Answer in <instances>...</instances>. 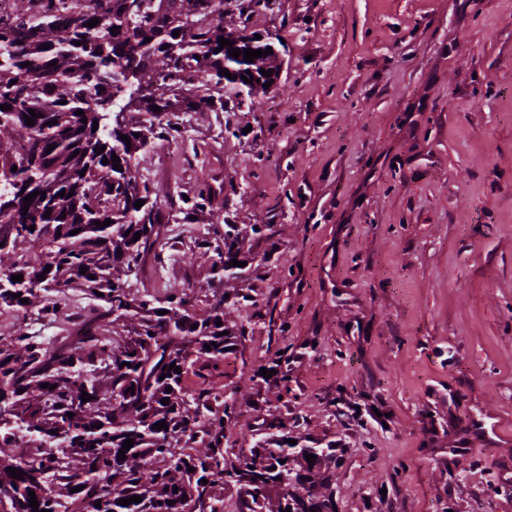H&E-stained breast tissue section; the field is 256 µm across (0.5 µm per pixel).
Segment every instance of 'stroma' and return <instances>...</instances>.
Listing matches in <instances>:
<instances>
[{
  "label": "stroma",
  "mask_w": 512,
  "mask_h": 512,
  "mask_svg": "<svg viewBox=\"0 0 512 512\" xmlns=\"http://www.w3.org/2000/svg\"><path fill=\"white\" fill-rule=\"evenodd\" d=\"M248 27L277 83L181 115L137 173L170 191L155 295L209 308L228 285L196 243L246 233L189 400L238 392L230 466L274 429L335 445L337 512H512V0H267ZM59 298L68 316L5 312L0 337L74 335L91 301Z\"/></svg>",
  "instance_id": "obj_1"
}]
</instances>
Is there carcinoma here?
Masks as SVG:
<instances>
[{"mask_svg":"<svg viewBox=\"0 0 512 512\" xmlns=\"http://www.w3.org/2000/svg\"><path fill=\"white\" fill-rule=\"evenodd\" d=\"M92 19L99 24L88 26ZM230 35L238 43L220 46L218 38ZM231 47L265 50L270 43L254 40L245 19L226 23L224 0H0V311L51 314L66 288L96 301L68 343L49 346L19 329L0 343V484L13 490V512H33L31 491L38 509L69 512L71 471L83 477L84 512H177L191 486L225 481L224 419L208 417V406L191 407L184 375L188 346L198 357L224 358L225 327L217 320L237 301L221 298L192 312L187 294L172 300L133 293L128 279L148 257L159 259L168 239L160 207L168 192L136 177L156 141L177 131L172 121L156 130L152 106L175 118L222 112L224 83H238L235 95L251 97L270 81L261 70L279 75L276 54L251 63L229 55ZM31 109L37 116L28 126ZM35 191L46 195L22 214ZM108 219L112 224L102 225ZM224 226L223 245L199 242L213 249L212 271L221 280L243 242L237 225ZM19 274L22 280H11ZM109 327L120 329L117 337L102 335ZM160 421L168 429L155 430ZM184 438L204 447L186 452L178 447ZM127 439L134 446L120 460ZM331 450L303 448L291 457L273 436L261 438L241 449L234 483L250 499V512H330V477L317 482L313 472L332 462ZM307 453L316 456L312 467L303 465ZM274 486L282 489L275 499ZM134 495L141 502L118 504Z\"/></svg>","mask_w":512,"mask_h":512,"instance_id":"cac0c4a2","label":"carcinoma"}]
</instances>
